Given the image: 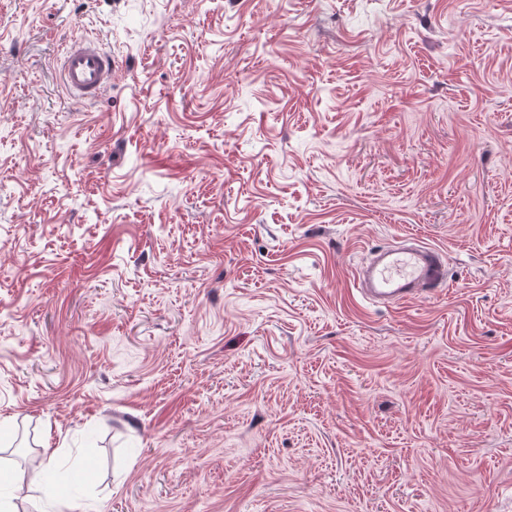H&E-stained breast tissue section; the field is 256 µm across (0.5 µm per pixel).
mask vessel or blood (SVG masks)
Listing matches in <instances>:
<instances>
[{"mask_svg":"<svg viewBox=\"0 0 512 512\" xmlns=\"http://www.w3.org/2000/svg\"><path fill=\"white\" fill-rule=\"evenodd\" d=\"M112 78V59L99 41H72L61 57V81L67 92L91 101ZM355 288L367 299L395 304L419 298L447 283V258L423 242L394 244L375 252L353 276Z\"/></svg>","mask_w":512,"mask_h":512,"instance_id":"vessel-or-blood-1","label":"vessel or blood"}]
</instances>
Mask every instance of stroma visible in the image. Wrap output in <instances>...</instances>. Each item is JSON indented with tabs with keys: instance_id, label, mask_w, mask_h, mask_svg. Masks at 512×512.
<instances>
[{
	"instance_id": "stroma-1",
	"label": "stroma",
	"mask_w": 512,
	"mask_h": 512,
	"mask_svg": "<svg viewBox=\"0 0 512 512\" xmlns=\"http://www.w3.org/2000/svg\"><path fill=\"white\" fill-rule=\"evenodd\" d=\"M401 239L448 283L370 304ZM21 433L7 512H512V0H0ZM112 78V58L98 40L72 41L61 57V81L67 92L91 101L101 95Z\"/></svg>"
}]
</instances>
